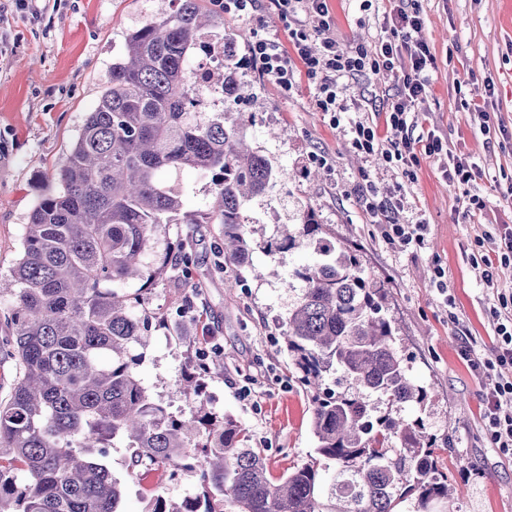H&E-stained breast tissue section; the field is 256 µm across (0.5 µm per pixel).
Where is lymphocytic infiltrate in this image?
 Wrapping results in <instances>:
<instances>
[{
  "mask_svg": "<svg viewBox=\"0 0 512 512\" xmlns=\"http://www.w3.org/2000/svg\"><path fill=\"white\" fill-rule=\"evenodd\" d=\"M393 2L389 34L370 53L341 48L328 0H220L225 14L248 19L258 30L264 26L268 7L281 17L296 20L291 49L258 34L247 46L248 60L285 91L292 88L297 74H304L318 90L317 104L322 111L336 109L337 78L355 77L369 69H400V84L385 119L389 136L380 137L377 125L364 120L354 122L350 132L354 149L366 154L381 152L387 163L403 165L411 178L421 155L442 154L444 145L432 134L423 141L413 135L412 110L427 97L435 58L428 44L416 37L423 26L419 11L408 9L406 0ZM362 201L371 217L387 219L385 239L392 247L423 246L424 225L388 220L389 208L377 200L373 187H366ZM488 319L495 332L489 351L479 353L476 337L465 335L460 339L459 356L483 384L482 422L492 447L512 455V291L498 292Z\"/></svg>",
  "mask_w": 512,
  "mask_h": 512,
  "instance_id": "f902f5d3",
  "label": "lymphocytic infiltrate"
}]
</instances>
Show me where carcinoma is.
<instances>
[{
	"label": "carcinoma",
	"mask_w": 512,
	"mask_h": 512,
	"mask_svg": "<svg viewBox=\"0 0 512 512\" xmlns=\"http://www.w3.org/2000/svg\"><path fill=\"white\" fill-rule=\"evenodd\" d=\"M172 9L128 31L94 111L87 114L57 189L30 212L21 256L6 289L13 298L6 355L18 375L0 399V512H125L124 488L105 463L123 441L139 481L174 477L200 461L196 509L154 494L143 512H440L448 478L437 473L422 419L404 420L370 400L424 409L428 393L394 346L385 282L366 273L362 248L332 244L314 209L282 225L265 250L314 245L293 272L301 283L283 323L286 348L313 390L310 430L317 457L270 478L262 450L235 419L207 409L194 355L183 380L188 411L172 415L133 370L152 316L145 287L167 272L157 245L166 225L223 227L224 267L250 263V202L280 171L247 143L232 117L246 98L239 62L224 35V111L199 112L189 94L191 51L207 29L224 26L213 0H171ZM210 174L214 202L184 211V173ZM340 373L356 391L322 389Z\"/></svg>",
	"instance_id": "obj_1"
}]
</instances>
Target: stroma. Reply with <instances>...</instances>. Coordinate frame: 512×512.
<instances>
[{
	"label": "stroma",
	"instance_id": "stroma-1",
	"mask_svg": "<svg viewBox=\"0 0 512 512\" xmlns=\"http://www.w3.org/2000/svg\"><path fill=\"white\" fill-rule=\"evenodd\" d=\"M424 25L420 37L436 58L427 99L415 114L417 135L435 133L452 154L476 162L482 174L451 184L441 162L423 158L415 179L389 165L381 153L352 144L350 125L386 112L398 88V71L380 69L336 82V111L316 104L317 91L298 78L289 93L243 72L251 94L238 110L253 147L281 174L250 204L248 237L256 249L254 269H224L220 227L170 224L166 235L190 244L191 261L175 278L160 279L142 303L167 320L155 331L135 370L152 397L169 411L186 410L179 379L191 350L214 352L221 366L206 380L209 407L232 416L263 450L270 474L305 464L315 454L309 428L312 393L298 380L286 350L282 324L296 303L300 284L293 271L311 253L273 255L258 251L273 223H297L313 207L328 237L355 242L373 277L387 281L395 346L412 376L426 386L424 411L405 407L406 418L422 417L437 449L435 464L455 487L450 512H512V458L492 448L481 424L482 387L458 356L461 333L490 345L486 312L494 291L512 289V269L487 288L473 252L494 253L498 225L512 227V0H409ZM38 11L16 10L0 0V282L10 280L19 257L23 226L51 177L65 162L79 127L99 101L109 68L125 34L154 15L160 0H39ZM342 48L373 50L384 34L391 0H331ZM493 95H486V86ZM485 97L495 130L481 132L469 115L472 98ZM397 204L400 223H424L425 245L401 251L388 246L382 227L370 223L360 202L362 186ZM482 208H473L472 198ZM448 285L440 292L435 268ZM458 323H451L449 314ZM124 443L106 463L126 490L127 512H142L144 484L128 476Z\"/></svg>",
	"mask_w": 512,
	"mask_h": 512
}]
</instances>
